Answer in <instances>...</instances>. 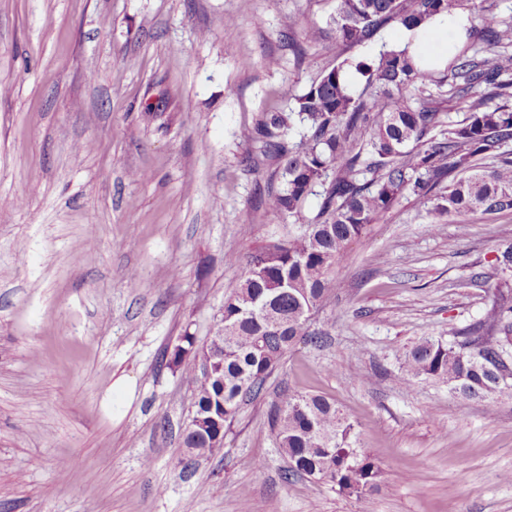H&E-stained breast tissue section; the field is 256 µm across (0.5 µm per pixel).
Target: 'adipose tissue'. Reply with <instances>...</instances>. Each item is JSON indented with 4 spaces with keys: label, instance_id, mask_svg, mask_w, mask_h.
Masks as SVG:
<instances>
[{
    "label": "adipose tissue",
    "instance_id": "ef3b65f1",
    "mask_svg": "<svg viewBox=\"0 0 512 512\" xmlns=\"http://www.w3.org/2000/svg\"><path fill=\"white\" fill-rule=\"evenodd\" d=\"M467 24L468 15L462 11L437 15L420 27L402 29L397 46L417 57L422 67L441 70L462 47Z\"/></svg>",
    "mask_w": 512,
    "mask_h": 512
}]
</instances>
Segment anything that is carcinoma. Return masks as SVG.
I'll return each mask as SVG.
<instances>
[{
	"instance_id": "cac0c4a2",
	"label": "carcinoma",
	"mask_w": 512,
	"mask_h": 512,
	"mask_svg": "<svg viewBox=\"0 0 512 512\" xmlns=\"http://www.w3.org/2000/svg\"><path fill=\"white\" fill-rule=\"evenodd\" d=\"M473 0H337L329 25L346 48L371 41L386 25L417 27L441 13L471 9ZM467 47L442 72L425 70L405 50L382 47L374 58L345 57L325 70L289 112H269L256 129L266 156L278 162L280 186L268 193L275 214L302 218L297 230L246 260L245 275L224 300L209 344L181 337L169 364L195 385V423L183 447L195 456L224 444L240 404L258 394L288 351L312 338L309 321L336 288L334 271L349 243L406 195L427 204L433 230L452 214L512 210V21L493 7L468 17ZM459 101L464 119L445 123L434 95ZM303 127L297 141L288 137ZM512 296L496 292L485 317L423 339L403 355L393 382L430 379L469 399L512 395ZM268 423L290 467L345 497L366 502L379 492L382 469L352 423L324 395L291 391Z\"/></svg>"
}]
</instances>
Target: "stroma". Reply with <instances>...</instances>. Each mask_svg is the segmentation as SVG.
Wrapping results in <instances>:
<instances>
[{
  "label": "stroma",
  "mask_w": 512,
  "mask_h": 512,
  "mask_svg": "<svg viewBox=\"0 0 512 512\" xmlns=\"http://www.w3.org/2000/svg\"><path fill=\"white\" fill-rule=\"evenodd\" d=\"M335 9L0 0V512H240L244 492L250 512H512V398L390 378L403 347L489 311L512 212L436 234L413 196L350 244L321 342L182 465L193 386L164 356L209 336L243 259L285 231L248 133L336 64ZM288 390L356 424L383 470L372 502L283 482L268 413Z\"/></svg>",
  "instance_id": "35a3bbf8"
}]
</instances>
